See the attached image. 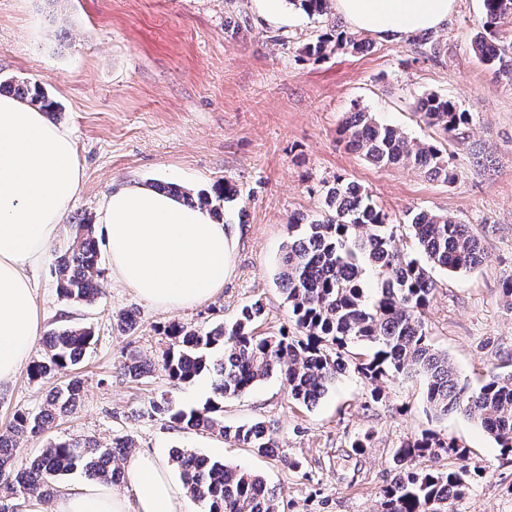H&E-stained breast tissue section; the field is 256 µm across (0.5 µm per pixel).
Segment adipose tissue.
Masks as SVG:
<instances>
[{"label":"adipose tissue","mask_w":512,"mask_h":512,"mask_svg":"<svg viewBox=\"0 0 512 512\" xmlns=\"http://www.w3.org/2000/svg\"><path fill=\"white\" fill-rule=\"evenodd\" d=\"M455 0H334L347 26L403 37L444 24ZM82 186L69 131L28 103L0 95V386L27 363L41 330L35 271ZM112 276L161 309L199 304L230 279L235 234L212 213L137 184L112 189L100 213ZM133 498L86 481L52 503L27 498L23 512H192L186 491L158 457L132 454Z\"/></svg>","instance_id":"ef3b65f1"}]
</instances>
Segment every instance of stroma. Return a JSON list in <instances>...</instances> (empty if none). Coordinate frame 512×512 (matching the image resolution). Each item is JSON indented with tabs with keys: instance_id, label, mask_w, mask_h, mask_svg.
I'll return each mask as SVG.
<instances>
[{
	"instance_id": "35a3bbf8",
	"label": "stroma",
	"mask_w": 512,
	"mask_h": 512,
	"mask_svg": "<svg viewBox=\"0 0 512 512\" xmlns=\"http://www.w3.org/2000/svg\"><path fill=\"white\" fill-rule=\"evenodd\" d=\"M483 19L482 0H456L435 29L436 52L405 38L373 37L360 53L307 54L331 28L324 18L286 6L269 20L260 0H0V76L39 84L59 105L55 120L70 130L82 168L81 191L38 271L43 329L80 324L93 331L82 363L36 380L21 372L0 387V425L15 411L38 412L48 395L72 378L85 395L51 428L20 440L16 462L47 443L91 438L101 444L131 438L135 447L169 460L185 448L259 472L285 512H378L392 479L393 448L423 430H436L467 451L476 476L454 512H512V453H505L460 413L435 420L425 387L413 379L382 384L379 400L349 372L313 406L293 402L280 376L224 402V422L257 421L274 429L285 454L260 456L208 432L183 431L148 402L168 396L192 406L214 398V379L172 386L161 368L171 345L166 328L207 329L262 301L259 333L292 329L276 281L288 240V218L320 214L324 190L342 177L360 183L390 212L424 208L466 224H492L482 241L487 265L467 273L434 271L438 291L426 320L435 348L471 385L512 372V303L501 285L512 275V83L495 78L477 59L471 39ZM435 92L471 112L473 122L447 150L459 178L432 182L406 168H383L345 149L338 126L359 105L408 136L435 141L436 129L414 113L417 97ZM228 182L238 190L222 221L239 227L234 272L206 301L164 311L112 277L103 227H96L101 294L91 305L69 303L56 291V258L69 227L97 217L112 187L174 183L191 191ZM136 328L121 331L119 313ZM152 362L139 379L117 374L126 356ZM369 435L362 453L351 445Z\"/></svg>"
}]
</instances>
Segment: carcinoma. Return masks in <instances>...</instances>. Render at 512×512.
Wrapping results in <instances>:
<instances>
[{
    "instance_id": "1",
    "label": "carcinoma",
    "mask_w": 512,
    "mask_h": 512,
    "mask_svg": "<svg viewBox=\"0 0 512 512\" xmlns=\"http://www.w3.org/2000/svg\"><path fill=\"white\" fill-rule=\"evenodd\" d=\"M288 3L309 16L332 13L333 0ZM368 46L370 41L334 28L309 44L307 51L324 56ZM472 48L495 77L512 81V0H483V21L472 37ZM0 91L38 105L49 115L56 113V103L36 83L9 77L0 79ZM415 112L439 131L441 142L413 139L358 106L344 113L339 134L348 150L375 166L411 168L433 182L454 183L458 174L444 143L463 134L472 114L436 93L418 97ZM158 190L207 208L217 218L221 212L213 200L230 203L237 198V190L228 183L218 188L215 199L204 190L193 195L176 184ZM71 229V241L57 257V293L71 303L90 305L97 300L101 275L94 225L81 220ZM401 229L412 239L409 249L399 245ZM487 261L481 234L471 225L427 209L408 210L394 218L361 185L338 179L325 191L320 215L297 213L289 219L278 280L299 335L254 334L253 325L263 314L259 301L242 307L234 321L206 332L172 324V343L162 369L176 385L214 374L219 400L187 407L163 397L150 401L146 413L165 417L179 429L208 431L268 455L282 448L277 433L261 422L225 425L222 400L246 394L278 373L295 401L312 406L340 375L353 370L374 385L375 400L380 398L381 382L421 379L429 414L439 419L462 413L480 424L503 451L512 453V374L492 375L482 385L471 386L448 355L433 346L425 321L436 291L433 270L463 273ZM370 276L380 282L372 296L366 288ZM91 341L92 331L86 326L50 329L44 337V356L29 368L31 377L43 379L77 364ZM357 347L368 350L365 359H356ZM216 350L222 351L217 359ZM150 368L148 362L130 357L119 363L118 371L137 379ZM82 390L75 378L54 391L39 412L17 410L0 428L1 497L49 499L57 481L78 469L107 485L124 478L115 462L130 453V438L110 445L83 438L52 442L29 462L15 463L18 440L47 430L56 414L75 405ZM441 452L465 458V450L433 433L414 436L395 449V475L382 491L381 512H452V502L469 487L474 472L465 464L447 470L417 465L419 459ZM171 461L191 500L207 505V512H281L274 493L256 472L181 449L172 451Z\"/></svg>"
}]
</instances>
